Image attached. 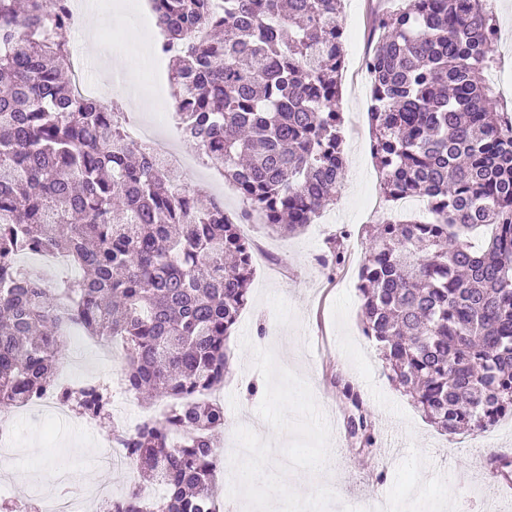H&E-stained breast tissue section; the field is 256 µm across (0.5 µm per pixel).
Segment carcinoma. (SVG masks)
<instances>
[{"label":"carcinoma","instance_id":"obj_1","mask_svg":"<svg viewBox=\"0 0 512 512\" xmlns=\"http://www.w3.org/2000/svg\"><path fill=\"white\" fill-rule=\"evenodd\" d=\"M70 6L0 0V407L53 388L74 319L119 343L128 391L173 401L112 430L162 495L135 487L101 512H216L224 409L208 394L224 385L253 276L239 225L258 214L294 235L341 183V0H157L178 120L242 198L234 218L215 197L199 206L119 106L63 80ZM377 29L372 152L386 199L413 198L425 218L370 230L362 332L430 424L484 430L512 417V118L488 78L496 25L488 0H408ZM23 252L63 253L80 274L58 293L18 272ZM65 397L95 419L112 403L104 381ZM349 427L374 444L368 413Z\"/></svg>","mask_w":512,"mask_h":512}]
</instances>
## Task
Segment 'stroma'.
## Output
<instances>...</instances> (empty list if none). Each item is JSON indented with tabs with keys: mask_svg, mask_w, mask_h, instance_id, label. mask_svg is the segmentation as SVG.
<instances>
[{
	"mask_svg": "<svg viewBox=\"0 0 512 512\" xmlns=\"http://www.w3.org/2000/svg\"><path fill=\"white\" fill-rule=\"evenodd\" d=\"M391 0H343L348 20L345 64L338 107L343 117L345 176L333 204L314 224L293 236H281L261 224L242 225L253 249L254 274L249 301L242 310L228 346L233 353L229 374L215 397L224 406V431L219 448L235 447L226 435L229 427L244 426L260 437L284 446L288 435H275L257 413L260 397L249 396L250 385L264 386L251 366L252 356L241 346L242 337L262 348H273L278 362L299 373L310 385L332 431L326 478L306 472L287 475L288 484L307 494L330 487L337 500L329 512H351L355 500L385 497L392 512H403L415 490H424L428 506L418 512H512V495L501 492L503 473L495 471L489 455L512 457V419L504 418L485 431L448 435L422 418L410 398L387 378L379 350L361 330V299L357 289L359 267L368 246L367 230L390 212L419 213L418 202H390L384 197L381 175L371 152L368 101L371 82L363 67L375 44L373 18L389 8ZM498 30L492 47L493 85L501 108L512 112V0H490ZM342 238L344 261L323 267L329 244ZM73 383L97 379L111 372L120 379V364L105 367L83 330L71 329L58 360ZM353 385L359 405H352L333 383ZM165 399L113 397L110 417L87 426L79 418L61 420L51 408L20 407L11 439L0 444V455L13 461L12 470L0 469V501L56 497L64 489L62 475H87L93 500L141 484L135 466L112 469L101 463V440L113 424L135 425L161 411ZM366 410L375 426L377 447L394 441L396 453L380 459L362 451L350 437L346 421L355 407Z\"/></svg>",
	"mask_w": 512,
	"mask_h": 512,
	"instance_id": "35a3bbf8",
	"label": "stroma"
}]
</instances>
